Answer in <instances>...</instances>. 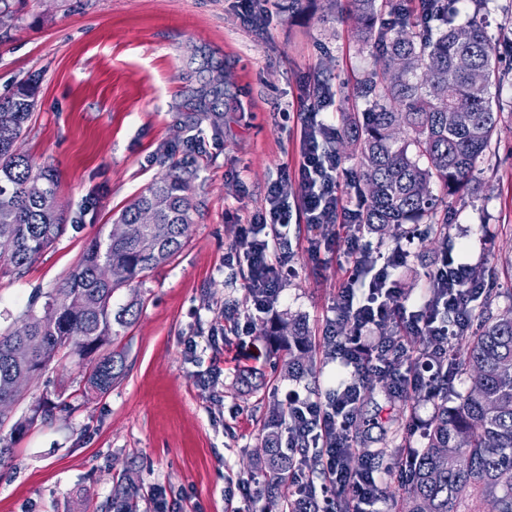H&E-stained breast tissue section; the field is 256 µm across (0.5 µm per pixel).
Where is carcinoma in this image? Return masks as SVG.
I'll use <instances>...</instances> for the list:
<instances>
[{"mask_svg":"<svg viewBox=\"0 0 512 512\" xmlns=\"http://www.w3.org/2000/svg\"><path fill=\"white\" fill-rule=\"evenodd\" d=\"M352 13L355 41L373 59L356 94L361 112L343 115L335 146L359 149L355 183L365 206L353 223L376 233L451 244L446 198L473 180L477 163L490 151L502 120L500 89L512 84L490 37L485 0H468L472 12L461 23L448 0H337ZM479 70L480 83L471 79ZM36 104L34 88L21 86L0 98V262L21 274L65 231L53 170L20 149ZM191 182L170 171L131 201L112 230L94 238L61 285L47 293L41 314H29L15 330L0 334V470L11 466L15 435L39 417L16 420L4 432L11 408L21 398L12 379L43 373L57 353L79 358L108 345L132 325L141 300L112 307L122 287L144 279L184 247L194 223ZM500 292L488 290L480 323L448 343V355L434 363L443 379L432 393L434 413L422 432V446L405 450L397 512H512V306L493 313ZM261 335L282 355L287 377L312 375L316 361L304 323L293 318ZM120 354L104 352L86 368V383L107 393L122 376ZM470 384L461 392L457 377ZM254 465H264L262 512H301L287 496L297 458L317 468L305 448L282 447V411L272 412ZM105 512H139L141 487L128 474Z\"/></svg>","mask_w":512,"mask_h":512,"instance_id":"1","label":"carcinoma"}]
</instances>
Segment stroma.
Here are the masks:
<instances>
[{
	"label": "stroma",
	"instance_id": "obj_1",
	"mask_svg": "<svg viewBox=\"0 0 512 512\" xmlns=\"http://www.w3.org/2000/svg\"><path fill=\"white\" fill-rule=\"evenodd\" d=\"M488 32L503 59L512 58V0H487ZM353 18L333 0H25L16 26L0 30V97L24 84L36 108L20 146L52 167L69 227L22 275L0 270V331L20 325L28 304L75 268L87 244L171 164L191 173L195 220L169 263L115 304L138 295L134 323L113 350L125 357L124 377L105 394L84 390L83 363L56 356L14 406V416L45 401L48 419L15 441L11 468L0 472V512H97L126 468L144 487L163 486L165 512H225L236 481L261 447L263 423L289 389L326 396L344 371L325 359L321 343L336 317V299L353 260L322 264L300 217L288 226L296 269L276 307L279 317H304L317 368L298 381L281 378L267 339L249 340L259 372L241 382L238 336L224 329V304L246 307L247 267L224 255L243 249L239 226L265 205L268 184L295 171L298 113L310 84L322 78L352 89L370 64L358 53ZM224 73L215 111L201 109L214 68ZM473 192L448 202L454 262L493 270L489 288L512 289V120L503 119L492 150L477 164ZM372 250L400 248L405 261L391 278L410 301L423 300L441 257L420 241L370 234ZM223 373L208 383L211 366ZM384 387L359 405L356 451L391 440L418 446L430 403L411 411Z\"/></svg>",
	"mask_w": 512,
	"mask_h": 512
}]
</instances>
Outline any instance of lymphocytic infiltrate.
<instances>
[{
  "instance_id": "obj_1",
  "label": "lymphocytic infiltrate",
  "mask_w": 512,
  "mask_h": 512,
  "mask_svg": "<svg viewBox=\"0 0 512 512\" xmlns=\"http://www.w3.org/2000/svg\"><path fill=\"white\" fill-rule=\"evenodd\" d=\"M324 108V103L310 102L302 121L297 171L294 177L284 176L269 184L264 211L243 229L249 239L246 252L230 251L224 256L225 266L244 262L251 271L245 284L247 310L225 316V327L234 335L251 332L255 319L274 309L294 274L286 233L292 211H299L306 224L315 228L345 223L348 207L337 180L340 159L325 148L333 127L320 117ZM364 231V225H350L344 243L347 255L355 257L357 266L370 276L368 292L361 297L354 287L341 290L336 315L348 318L354 333L346 337L338 329L330 331L336 347L328 357L340 361L345 379L322 402L295 390L285 395L289 435L317 445L326 498L334 500L337 491L348 490L349 512H373L382 499L377 478L381 463L374 458L357 459L352 448L350 421L362 398L363 384L382 382L393 396L405 399L414 391L428 394L439 384L440 376L418 372V357L408 347L405 331L428 329L433 350H444L449 338L470 328L468 298L485 288L473 267L445 260L429 276V298L409 305L390 274L403 260V251L387 256L372 251L363 242ZM390 313L397 314L403 332L385 340L379 324Z\"/></svg>"
}]
</instances>
